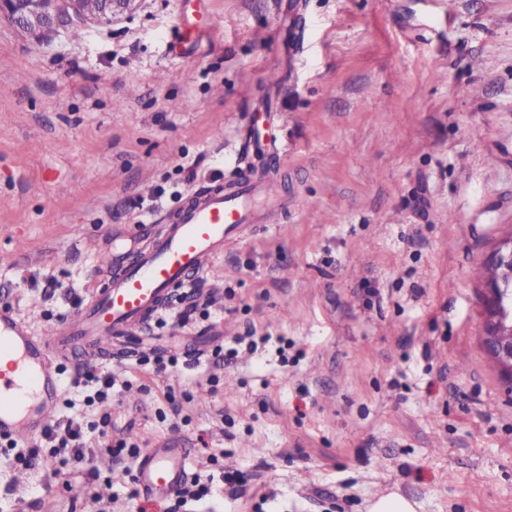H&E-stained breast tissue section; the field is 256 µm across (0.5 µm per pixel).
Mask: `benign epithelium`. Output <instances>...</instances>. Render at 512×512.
<instances>
[{
	"label": "benign epithelium",
	"instance_id": "benign-epithelium-1",
	"mask_svg": "<svg viewBox=\"0 0 512 512\" xmlns=\"http://www.w3.org/2000/svg\"><path fill=\"white\" fill-rule=\"evenodd\" d=\"M136 2L97 0V9L90 14L84 8V0H0V14H6L25 32H40L88 23H113L130 13ZM488 268L483 343L512 388V304L506 300L512 294V235L500 243Z\"/></svg>",
	"mask_w": 512,
	"mask_h": 512
}]
</instances>
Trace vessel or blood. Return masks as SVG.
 <instances>
[{
    "mask_svg": "<svg viewBox=\"0 0 512 512\" xmlns=\"http://www.w3.org/2000/svg\"><path fill=\"white\" fill-rule=\"evenodd\" d=\"M272 182L255 180L203 188L176 214L166 233L142 224L149 246L136 258L99 248L101 280L84 310L52 338L34 335L10 306L0 307V437L37 438L54 414L63 381L55 366L75 346L98 353L113 339L137 335L164 306L170 290L203 272L245 224L270 223L278 203ZM185 479L182 449L156 448L135 477L144 495L168 496Z\"/></svg>",
    "mask_w": 512,
    "mask_h": 512,
    "instance_id": "vessel-or-blood-1",
    "label": "vessel or blood"
}]
</instances>
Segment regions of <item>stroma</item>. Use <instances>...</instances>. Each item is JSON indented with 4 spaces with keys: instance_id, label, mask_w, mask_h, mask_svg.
<instances>
[{
    "instance_id": "1",
    "label": "stroma",
    "mask_w": 512,
    "mask_h": 512,
    "mask_svg": "<svg viewBox=\"0 0 512 512\" xmlns=\"http://www.w3.org/2000/svg\"><path fill=\"white\" fill-rule=\"evenodd\" d=\"M183 16L202 39L177 44ZM254 131L276 152H246ZM264 176L286 209L196 277L189 324L181 287L135 352L62 362L86 457L54 477L0 446V512H164L176 496L133 480L153 448L215 487L180 512H366L391 491L512 512L478 275L512 235V0H140L76 37L0 18V305L35 335L88 303L91 240L136 250L191 192ZM249 330L255 351L215 357ZM106 370L112 402L87 404L73 378ZM105 416L137 454L98 448Z\"/></svg>"
}]
</instances>
